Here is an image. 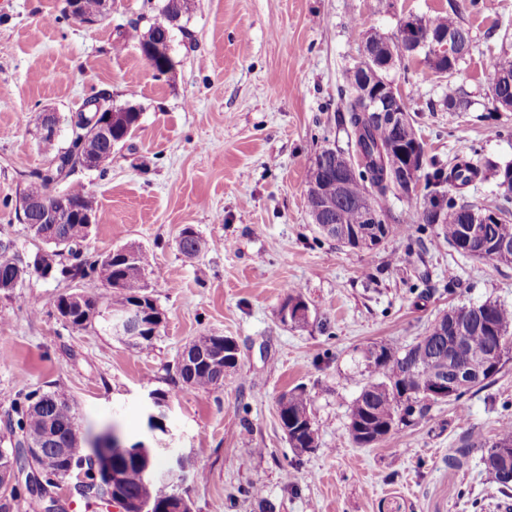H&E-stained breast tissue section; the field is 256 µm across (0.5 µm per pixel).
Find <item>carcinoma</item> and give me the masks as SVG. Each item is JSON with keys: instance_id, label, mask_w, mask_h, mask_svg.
<instances>
[{"instance_id": "obj_1", "label": "carcinoma", "mask_w": 512, "mask_h": 512, "mask_svg": "<svg viewBox=\"0 0 512 512\" xmlns=\"http://www.w3.org/2000/svg\"><path fill=\"white\" fill-rule=\"evenodd\" d=\"M192 0H164L160 10L161 19L148 29L153 45L161 46L156 51L155 66L162 73L173 68L169 56L170 26L187 14ZM485 8L484 0H464L463 5L454 4L450 10L437 12L427 18H418L419 29L430 33H450L462 43H470V34L459 17L461 11L480 13ZM81 15L91 23L104 21L107 14L102 9V0H80ZM367 42L381 50L388 51L396 64L411 58L409 49L400 37H385L372 33ZM486 81L492 94L493 110H507L512 107V54L502 55L490 65ZM362 89V69L354 66L346 71L345 81L338 88L336 111L348 115V146L354 149L358 160L354 172L344 181L342 200L339 205L337 221L348 227H364L363 215L357 202L366 196L372 197L374 206L383 217L376 225L380 243L394 236H411L413 228L407 224L390 223V210L387 207L389 196L394 193L385 175L392 173L400 164V158L390 155L387 147L392 142L407 146L420 142L414 120L406 118L400 125L392 126L386 120L374 115H366L360 98ZM102 106L115 114V139H128L139 126L141 113L134 106L114 105L110 99L100 95ZM446 104L450 112H466L470 102L461 87L448 91ZM41 143L49 154L46 167L30 175L19 193V201L38 203L53 200L65 216L62 224L41 223V212L29 209L22 212L29 222L35 236L51 246V250L40 257L41 263L53 266L52 275L66 279H84L95 276L106 287L103 300L107 308L136 306L146 317H159L161 312L147 292L144 272L151 265L149 252L137 248L133 250V259L127 260L125 250L115 249L101 259L87 257L82 246L87 240V224L79 214L93 216L94 221L102 220L94 197L82 184L69 182L77 171L78 160L88 159L95 171L103 174L112 166V145L92 133L88 126L68 129V142L58 147L55 136L40 135ZM483 175L480 161L474 157H453L448 159V167H436L426 170V161L415 167L414 185L424 183L428 189L434 185L447 183L463 188ZM483 208L450 194L448 198L429 195L422 212L421 220L425 224L442 225V233L448 244L456 251L475 260L489 263L509 264L512 261L497 256L486 242L494 239L512 240V224L500 218L493 224H481L482 238L471 241L464 238V223L474 213ZM179 250L187 257H195L207 248V243L192 229H184L178 242ZM11 242L0 238V280L23 281L29 274L30 265L9 255ZM89 296L83 303L73 302L64 296L54 301V308L64 317V323L75 328L85 329L103 317L99 310L102 300ZM473 323L463 335L465 353L479 357L483 362L496 364L512 360V306L496 301H485L477 305V311L471 313ZM210 344L209 355L218 356L217 364L211 365L201 359L200 350ZM192 356L191 365L176 367L175 384L193 391L211 393L224 383V374L237 364L236 355L224 353V337L219 335L198 336L183 346L181 355ZM448 361V341L436 336H423L416 343L405 348L390 344L380 346L379 354L368 359L369 375L363 383L357 397L353 400L348 415V434L359 447H369L386 442L392 438L402 425L413 423L425 417L431 408L419 390L425 387L433 376L435 362ZM465 373L448 392V401L458 402L467 393L479 391L495 381L500 373L496 369L489 373L483 367H473L470 359H464ZM13 415L6 425V432L12 438L26 436L41 442L44 448L37 461V467L47 477L59 484L70 478V470L83 473L89 483L97 480L93 462V448L85 447L77 436L79 413L76 405L69 401L56 399V392L45 391L41 394L28 393L23 400L14 404ZM308 411V399L304 391L295 389L290 392L288 415ZM316 443L307 429L295 428L290 431L289 445L295 449L310 448ZM498 448H512V420L503 421L496 439L487 445L481 461L488 475L499 485V489L508 492L512 489V478L498 474ZM172 484L143 481L140 469L129 464L124 474L123 493L151 504L153 512H167L174 492Z\"/></svg>"}]
</instances>
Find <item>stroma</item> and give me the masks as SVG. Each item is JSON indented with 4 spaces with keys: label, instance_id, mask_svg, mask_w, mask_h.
Instances as JSON below:
<instances>
[{
    "label": "stroma",
    "instance_id": "1",
    "mask_svg": "<svg viewBox=\"0 0 512 512\" xmlns=\"http://www.w3.org/2000/svg\"><path fill=\"white\" fill-rule=\"evenodd\" d=\"M448 3L192 0L171 32L174 67L160 75L120 41L130 27L146 32L162 0H112L92 27L63 19L65 0H0V237L27 263L47 249L16 209L26 176L47 160L34 113H57L62 145L85 99L137 105L139 127L114 149L110 171L74 179L105 216L87 251H149L144 280L164 317L159 336L135 347L102 325L58 319V295L104 294L96 278L33 272L0 294V434L19 394L52 390L75 402L83 434L113 425L125 443L156 449L158 465L172 451L187 458L192 512H512V494L480 461L482 444L512 418V361L461 404L432 406L379 446H357L347 431L368 349L413 344L457 305L512 306V264L468 259L439 225L422 224V188L388 200L418 239L371 252L320 234L307 207L316 153L347 144L337 88L367 36H395L404 19ZM460 21L471 46L457 74L438 77L415 57L388 78L426 159L444 165L476 150L484 164L512 162V112L493 111L486 83L491 63L512 54V0H485L483 13ZM458 85L465 112L444 104ZM187 226L208 244L192 258L178 249ZM292 284L309 307L302 323L279 316ZM210 334L236 341V367L215 392L175 391L183 345ZM297 387L318 430L305 452L289 447L278 415ZM152 392L169 396L160 430L147 423Z\"/></svg>",
    "mask_w": 512,
    "mask_h": 512
}]
</instances>
